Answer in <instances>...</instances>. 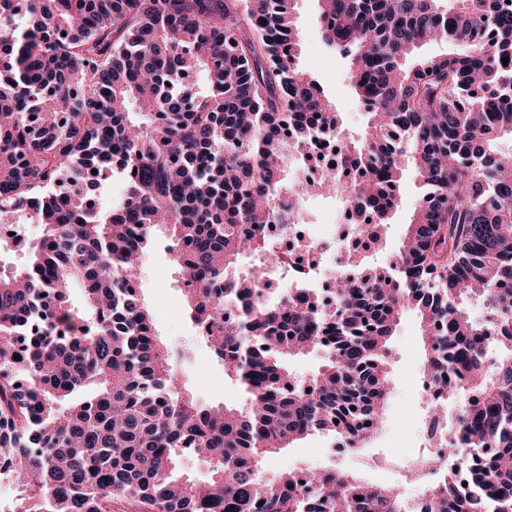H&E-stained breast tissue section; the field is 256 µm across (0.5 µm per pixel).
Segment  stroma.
I'll list each match as a JSON object with an SVG mask.
<instances>
[{"label": "stroma", "instance_id": "obj_1", "mask_svg": "<svg viewBox=\"0 0 512 512\" xmlns=\"http://www.w3.org/2000/svg\"><path fill=\"white\" fill-rule=\"evenodd\" d=\"M295 18L301 34L296 59L299 70L320 83L326 98L335 107L343 135L360 140L368 115L350 82L349 59L322 39L318 0H296ZM419 192V180L414 171L406 170L399 189L400 204L382 228L383 241L379 249L369 251L367 264L386 266L394 261ZM170 245V240L160 233L145 253L137 279L141 302L151 311L160 340L178 352L174 368L187 390L199 402L208 405H244L247 400L244 387L212 362L206 342L195 335L194 326L186 316L183 272L171 259ZM425 362L419 320L414 311H404L390 341L391 395L377 436L358 456L340 459L332 451V436L315 434L268 458L267 469L272 472L320 471L336 467L360 480L372 481V474L364 466L365 460L387 458L395 446L408 444L413 432L412 421L423 418L427 412L411 385L412 378L423 372Z\"/></svg>", "mask_w": 512, "mask_h": 512}]
</instances>
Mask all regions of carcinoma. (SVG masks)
I'll list each match as a JSON object with an SVG mask.
<instances>
[{
  "mask_svg": "<svg viewBox=\"0 0 512 512\" xmlns=\"http://www.w3.org/2000/svg\"><path fill=\"white\" fill-rule=\"evenodd\" d=\"M294 0H0V224L42 227L30 263L0 275V476L20 489L11 512H399V494L341 471L268 476V455L342 426L356 447L365 416L390 397L389 341L402 312L424 331L425 371L448 375L457 410L448 456L467 487L444 480L437 512H512V348L482 367L488 324L512 336V3L319 0L326 45L350 58L371 120L343 136L319 84L296 66ZM27 19L19 28L18 19ZM488 26L490 40L476 37ZM456 51L423 55L429 44ZM204 73L206 85L184 88ZM334 138L345 167L314 186L288 172L294 150ZM422 193L385 283L372 268L336 279L323 307L271 302L265 250L283 196H334L376 211L399 203L406 165ZM123 186L107 206L68 180ZM162 226L214 361L238 378L242 408L200 404L135 290L137 260ZM79 286L84 310L69 304ZM324 362L296 380L288 359ZM84 392L77 399L75 394ZM489 448L491 452L481 453ZM203 457L210 476L178 470ZM362 500H357V497Z\"/></svg>",
  "mask_w": 512,
  "mask_h": 512,
  "instance_id": "1",
  "label": "carcinoma"
}]
</instances>
